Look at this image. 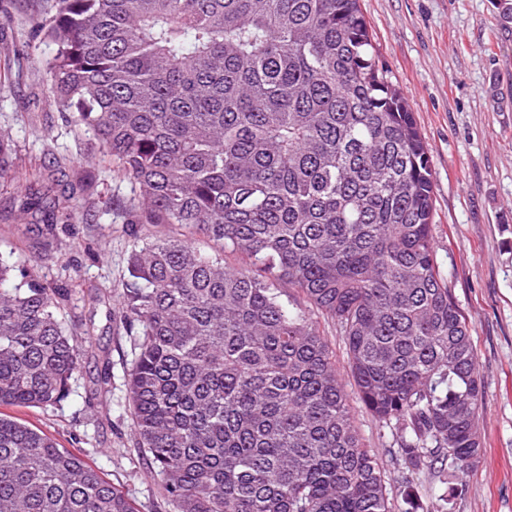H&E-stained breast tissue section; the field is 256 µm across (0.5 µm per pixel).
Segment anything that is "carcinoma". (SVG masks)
Listing matches in <instances>:
<instances>
[{
    "label": "carcinoma",
    "mask_w": 512,
    "mask_h": 512,
    "mask_svg": "<svg viewBox=\"0 0 512 512\" xmlns=\"http://www.w3.org/2000/svg\"><path fill=\"white\" fill-rule=\"evenodd\" d=\"M51 90L138 186L119 321L135 445L170 512H391L328 345L405 468L480 459L466 318L437 263L414 113L360 0H52ZM62 195L69 218L81 196ZM69 288L0 261V406L67 400ZM0 512H136L79 452L0 414Z\"/></svg>",
    "instance_id": "1"
}]
</instances>
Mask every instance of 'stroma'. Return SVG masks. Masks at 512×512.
Here are the masks:
<instances>
[{"instance_id":"stroma-1","label":"stroma","mask_w":512,"mask_h":512,"mask_svg":"<svg viewBox=\"0 0 512 512\" xmlns=\"http://www.w3.org/2000/svg\"><path fill=\"white\" fill-rule=\"evenodd\" d=\"M503 3L361 0L380 61L424 138L437 262L469 325L484 385L481 458L468 471L449 472L447 501H439L429 468L407 476L429 512H512V22L502 19ZM35 7V0H0V131L11 138L14 172L46 199L85 179L91 185L82 208L48 236L37 229L41 216L23 215L11 174L1 176L0 257L35 263L44 282L72 289L70 317L92 320L94 330L82 339L85 356L68 401L4 413L80 450L137 512H162L158 479L134 446L125 387L130 338L83 293L98 285L119 304L134 240L170 227L138 223V187L92 151V134L66 122L50 91L51 50L33 27ZM106 372L112 389L96 392ZM352 411L386 473L391 512H410L394 430L360 403Z\"/></svg>"}]
</instances>
